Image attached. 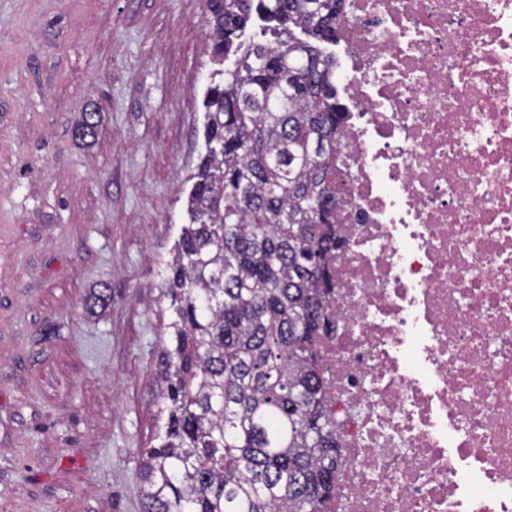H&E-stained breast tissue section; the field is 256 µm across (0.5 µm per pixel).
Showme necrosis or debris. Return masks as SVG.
Returning <instances> with one entry per match:
<instances>
[{
  "label": "necrosis or debris",
  "instance_id": "obj_1",
  "mask_svg": "<svg viewBox=\"0 0 512 512\" xmlns=\"http://www.w3.org/2000/svg\"><path fill=\"white\" fill-rule=\"evenodd\" d=\"M329 512H512V0H346Z\"/></svg>",
  "mask_w": 512,
  "mask_h": 512
}]
</instances>
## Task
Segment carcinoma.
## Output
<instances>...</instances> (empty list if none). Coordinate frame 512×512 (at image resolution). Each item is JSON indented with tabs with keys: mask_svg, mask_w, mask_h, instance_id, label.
<instances>
[{
	"mask_svg": "<svg viewBox=\"0 0 512 512\" xmlns=\"http://www.w3.org/2000/svg\"><path fill=\"white\" fill-rule=\"evenodd\" d=\"M345 0H207L206 152L163 267L160 443L138 475L144 512H324L336 421L317 340L335 332L336 84ZM259 37L242 40L254 19ZM87 112L75 138L96 135ZM112 303L100 288L89 310Z\"/></svg>",
	"mask_w": 512,
	"mask_h": 512,
	"instance_id": "cac0c4a2",
	"label": "carcinoma"
}]
</instances>
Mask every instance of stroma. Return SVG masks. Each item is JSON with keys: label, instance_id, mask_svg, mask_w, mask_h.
Wrapping results in <instances>:
<instances>
[{"label": "stroma", "instance_id": "obj_1", "mask_svg": "<svg viewBox=\"0 0 512 512\" xmlns=\"http://www.w3.org/2000/svg\"><path fill=\"white\" fill-rule=\"evenodd\" d=\"M206 12L0 0V512H143L158 272L205 152ZM102 286L111 304L87 310Z\"/></svg>", "mask_w": 512, "mask_h": 512}]
</instances>
